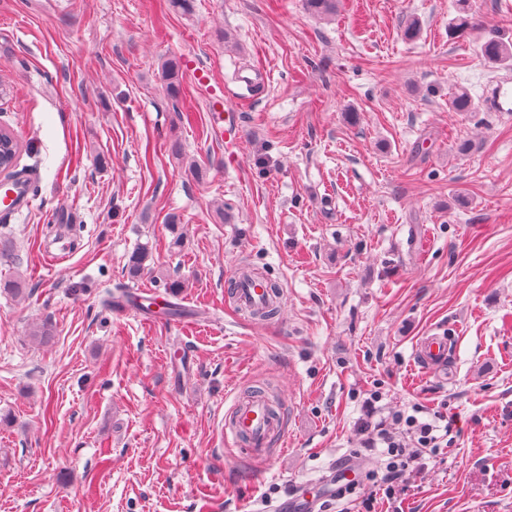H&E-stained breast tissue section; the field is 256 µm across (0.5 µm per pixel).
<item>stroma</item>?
Wrapping results in <instances>:
<instances>
[{
	"instance_id": "1",
	"label": "stroma",
	"mask_w": 512,
	"mask_h": 512,
	"mask_svg": "<svg viewBox=\"0 0 512 512\" xmlns=\"http://www.w3.org/2000/svg\"><path fill=\"white\" fill-rule=\"evenodd\" d=\"M473 7L453 37L455 0H0V125L34 188L0 219V282L23 288L0 285V512H258L362 447L377 386L380 416L453 428L399 512H512V115L482 108L508 70L479 52L512 0ZM460 88L477 111L450 110ZM245 264L283 290L271 322L226 296ZM160 269L189 323L113 310L115 289L163 291ZM436 329L444 380L414 363ZM260 388L287 449L258 469L225 455L224 413Z\"/></svg>"
}]
</instances>
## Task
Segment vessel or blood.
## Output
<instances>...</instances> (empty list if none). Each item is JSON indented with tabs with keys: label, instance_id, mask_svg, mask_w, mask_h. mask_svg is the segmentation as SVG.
<instances>
[{
	"label": "vessel or blood",
	"instance_id": "b4317fda",
	"mask_svg": "<svg viewBox=\"0 0 512 512\" xmlns=\"http://www.w3.org/2000/svg\"><path fill=\"white\" fill-rule=\"evenodd\" d=\"M486 106L492 112H512V82H500L486 95ZM30 191L27 180L0 186V214L19 211L26 203ZM234 286L228 294L235 306L244 313L275 305V298L255 280L234 273ZM451 340L443 333L423 337L414 352L421 371L436 373L448 363ZM224 430L231 438L240 458L256 460L271 458V449L279 445L285 433V420L270 408L265 395L254 394L235 398L226 414Z\"/></svg>",
	"mask_w": 512,
	"mask_h": 512
}]
</instances>
